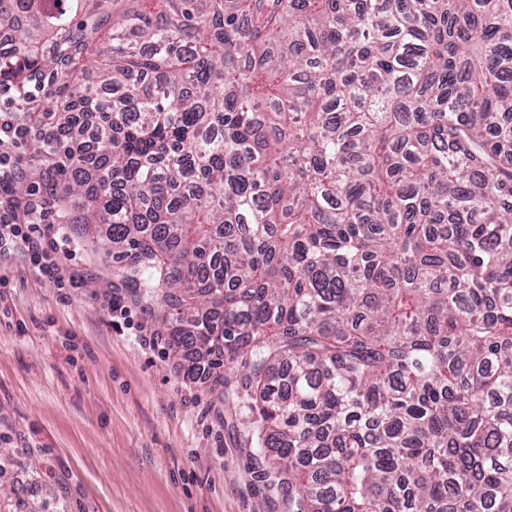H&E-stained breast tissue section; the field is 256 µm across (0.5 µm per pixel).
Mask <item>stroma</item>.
Wrapping results in <instances>:
<instances>
[{"instance_id": "35a3bbf8", "label": "stroma", "mask_w": 512, "mask_h": 512, "mask_svg": "<svg viewBox=\"0 0 512 512\" xmlns=\"http://www.w3.org/2000/svg\"><path fill=\"white\" fill-rule=\"evenodd\" d=\"M60 280L23 254H0V501L58 499L69 512H285L254 477L243 402L218 403L157 338L153 316L125 301L112 261L70 225Z\"/></svg>"}]
</instances>
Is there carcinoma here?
<instances>
[{"instance_id":"obj_1","label":"carcinoma","mask_w":512,"mask_h":512,"mask_svg":"<svg viewBox=\"0 0 512 512\" xmlns=\"http://www.w3.org/2000/svg\"><path fill=\"white\" fill-rule=\"evenodd\" d=\"M124 2L0 0L58 223L247 397L286 512H512V0Z\"/></svg>"}]
</instances>
